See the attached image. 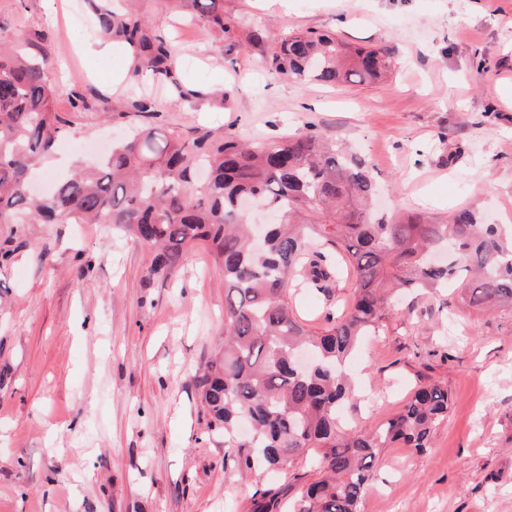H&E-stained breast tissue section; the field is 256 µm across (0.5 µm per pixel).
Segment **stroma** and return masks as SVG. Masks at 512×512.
<instances>
[{"label":"stroma","mask_w":512,"mask_h":512,"mask_svg":"<svg viewBox=\"0 0 512 512\" xmlns=\"http://www.w3.org/2000/svg\"><path fill=\"white\" fill-rule=\"evenodd\" d=\"M143 12L174 40L180 87L128 72L125 54H93L83 0H0V37L39 44L63 134L35 178L48 189L130 125L192 138L267 143L312 127L373 165L388 206L512 214V0H224L237 39L332 31L385 46L393 72L367 85L284 81L265 48L222 54L215 34L160 0ZM132 100L153 113L74 111L72 91ZM148 250L101 224H31L0 280V512H252L254 484L224 464V439L200 418L198 379L224 343V287L204 246L169 279ZM352 292L302 289L298 317L321 328ZM360 389L344 418L371 429L413 389L451 397L432 444L393 445L372 466L361 512H512V308L488 313L457 292L395 303L350 366Z\"/></svg>","instance_id":"obj_1"}]
</instances>
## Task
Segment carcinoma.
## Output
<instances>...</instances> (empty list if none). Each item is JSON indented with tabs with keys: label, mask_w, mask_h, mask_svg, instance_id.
<instances>
[{
	"label": "carcinoma",
	"mask_w": 512,
	"mask_h": 512,
	"mask_svg": "<svg viewBox=\"0 0 512 512\" xmlns=\"http://www.w3.org/2000/svg\"><path fill=\"white\" fill-rule=\"evenodd\" d=\"M100 31L123 45L133 77L179 83L176 46L138 9L136 0H85ZM204 22L224 41L242 45L224 0H167ZM286 81L369 84L388 75L394 57L383 47H352L332 32L283 34L264 59ZM47 60L14 51L0 39V275L26 247L23 224H110L151 249L148 274L169 277L185 250L205 243L224 280V351L199 380L200 414L224 435V461L256 484L297 459L317 456L321 476L303 485L292 512H360L380 449L400 443L430 447L448 416V389H417L403 409L372 430H347L340 410L353 404L347 361L360 340L389 319L388 296L446 288L471 275L469 306L492 311L512 304V231L462 209L438 223L377 207L366 160L316 133L246 145L233 134L192 140L141 126L112 145L98 164L60 178L44 197L26 193L34 169L62 132ZM100 112L150 113L153 101L97 99ZM244 198L280 216L257 246ZM353 278L351 301L315 330L293 308L296 288L341 273ZM313 356L301 371L297 352ZM279 488H259L253 512H279Z\"/></svg>",
	"instance_id": "obj_1"
}]
</instances>
